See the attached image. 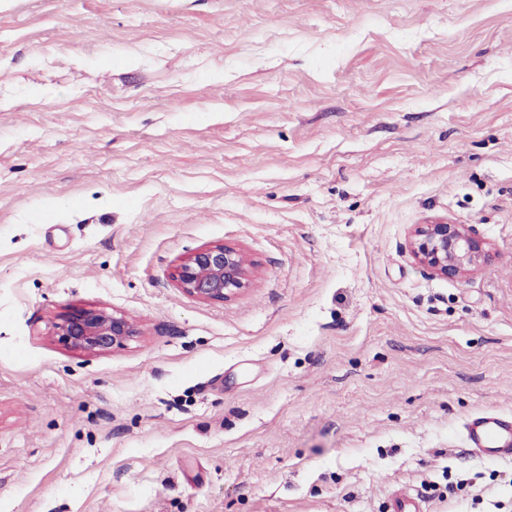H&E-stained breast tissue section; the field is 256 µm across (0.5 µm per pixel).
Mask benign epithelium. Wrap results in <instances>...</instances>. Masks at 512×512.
<instances>
[{"label": "benign epithelium", "instance_id": "obj_1", "mask_svg": "<svg viewBox=\"0 0 512 512\" xmlns=\"http://www.w3.org/2000/svg\"><path fill=\"white\" fill-rule=\"evenodd\" d=\"M411 253L432 274L463 278L490 260V249L464 224H419L410 242ZM256 264L234 246L206 245L175 266L172 278L188 295L222 301L249 287ZM56 335L76 351H107L139 335L137 325L120 312L104 308L78 309L56 325Z\"/></svg>", "mask_w": 512, "mask_h": 512}]
</instances>
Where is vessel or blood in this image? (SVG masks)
I'll use <instances>...</instances> for the list:
<instances>
[{
  "label": "vessel or blood",
  "mask_w": 512,
  "mask_h": 512,
  "mask_svg": "<svg viewBox=\"0 0 512 512\" xmlns=\"http://www.w3.org/2000/svg\"><path fill=\"white\" fill-rule=\"evenodd\" d=\"M469 451L490 462H512V416L484 411L466 417L463 423ZM389 512H423L420 499L397 489L390 495Z\"/></svg>",
  "instance_id": "vessel-or-blood-1"
}]
</instances>
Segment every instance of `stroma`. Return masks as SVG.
Returning <instances> with one entry per match:
<instances>
[{
	"mask_svg": "<svg viewBox=\"0 0 512 512\" xmlns=\"http://www.w3.org/2000/svg\"><path fill=\"white\" fill-rule=\"evenodd\" d=\"M464 224L463 279L412 256ZM215 243L258 264L178 288ZM124 313L74 351L55 325ZM512 0H0V512H512ZM411 253L432 274L463 278L490 260V249L464 224H419L410 242ZM256 264L234 246L211 244L180 260L172 278L178 288L204 301H224L248 288ZM55 327L60 341L76 351H107L139 336L129 317L104 308L78 309ZM469 451L486 461L512 462V416L483 411L463 423ZM390 512H423L420 499L403 489H396L390 494Z\"/></svg>",
	"mask_w": 512,
	"mask_h": 512,
	"instance_id": "stroma-1",
	"label": "stroma"
}]
</instances>
